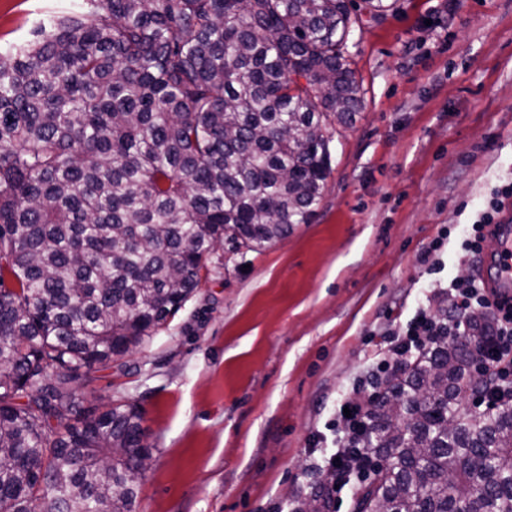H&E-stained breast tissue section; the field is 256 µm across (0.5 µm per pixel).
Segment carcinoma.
Instances as JSON below:
<instances>
[{"label":"carcinoma","instance_id":"1","mask_svg":"<svg viewBox=\"0 0 512 512\" xmlns=\"http://www.w3.org/2000/svg\"><path fill=\"white\" fill-rule=\"evenodd\" d=\"M349 2L78 0L0 49V512H136L143 412L85 415L74 385L163 325L216 244L308 223L362 104ZM482 342L439 337L387 381L355 508L496 512L512 404L470 373ZM473 386L496 410L444 425Z\"/></svg>","mask_w":512,"mask_h":512}]
</instances>
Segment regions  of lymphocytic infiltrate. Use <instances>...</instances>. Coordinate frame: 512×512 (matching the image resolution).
Masks as SVG:
<instances>
[{
	"label": "lymphocytic infiltrate",
	"instance_id": "obj_1",
	"mask_svg": "<svg viewBox=\"0 0 512 512\" xmlns=\"http://www.w3.org/2000/svg\"><path fill=\"white\" fill-rule=\"evenodd\" d=\"M512 198V182L498 187L486 209L475 221L462 242L466 255L479 256L484 252L487 228L496 223L502 203ZM434 298L451 297L452 303L444 317H436L429 309H419L404 330L396 332L389 348L390 354L381 358L380 365L387 374H394L403 364L411 349H425L440 336L458 338L470 335L472 327H480L488 347L480 365L485 374L496 380L512 382V303L499 302L495 293L486 287H477L474 280H452L448 287L433 291ZM378 396L377 390L359 384L345 401L351 415L344 418L347 436L337 450V457H345L348 449H362V431L370 409Z\"/></svg>",
	"mask_w": 512,
	"mask_h": 512
}]
</instances>
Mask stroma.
Instances as JSON below:
<instances>
[{
    "label": "stroma",
    "mask_w": 512,
    "mask_h": 512,
    "mask_svg": "<svg viewBox=\"0 0 512 512\" xmlns=\"http://www.w3.org/2000/svg\"><path fill=\"white\" fill-rule=\"evenodd\" d=\"M71 0H0V46ZM348 52L364 92L337 127L308 223L258 251L215 247L201 282L150 339L75 386L84 413L122 399L152 447L137 512H293L320 486L341 400L386 333L436 285L483 279L461 248L512 181V0H397ZM443 246L423 258L441 230Z\"/></svg>",
    "instance_id": "stroma-1"
}]
</instances>
